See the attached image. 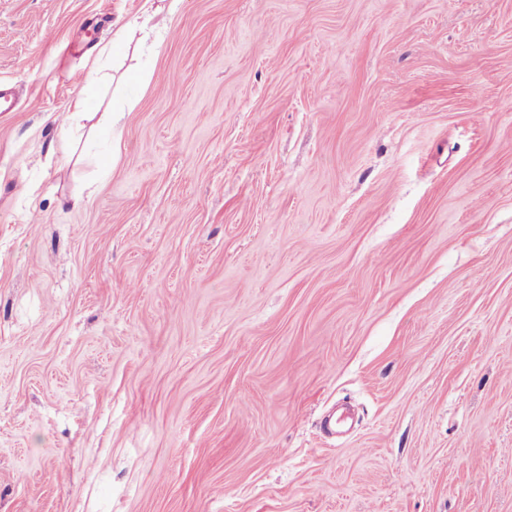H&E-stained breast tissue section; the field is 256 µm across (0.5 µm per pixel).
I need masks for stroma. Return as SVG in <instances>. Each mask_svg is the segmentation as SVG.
<instances>
[{
	"mask_svg": "<svg viewBox=\"0 0 512 512\" xmlns=\"http://www.w3.org/2000/svg\"><path fill=\"white\" fill-rule=\"evenodd\" d=\"M146 6L0 0V512H512V0ZM156 15V11L151 10V6L145 9L141 15L128 22L125 26L121 27L117 32V45H121L124 40V36L128 29H138L144 34V38H148L152 32H154L156 26L153 24V19Z\"/></svg>",
	"mask_w": 512,
	"mask_h": 512,
	"instance_id": "stroma-1",
	"label": "stroma"
}]
</instances>
